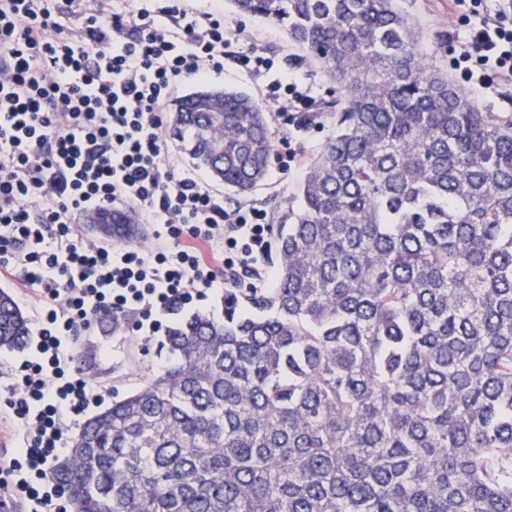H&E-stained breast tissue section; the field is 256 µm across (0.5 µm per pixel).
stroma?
<instances>
[{
	"instance_id": "1",
	"label": "stroma",
	"mask_w": 512,
	"mask_h": 512,
	"mask_svg": "<svg viewBox=\"0 0 512 512\" xmlns=\"http://www.w3.org/2000/svg\"><path fill=\"white\" fill-rule=\"evenodd\" d=\"M396 4L414 22L428 61L442 71H451L457 38L478 26L481 17L470 13L468 7L454 5L452 0H396ZM223 9L224 25L239 46L270 48L275 69L293 72L301 83L311 86L317 100L331 97L334 84L318 65L300 62V49L289 42L278 27L240 14L230 0H225ZM208 85L245 91L272 112L269 135L275 155L264 185L249 194L248 199L268 212L274 204L285 205L293 201L305 172L303 169L292 172L284 169L282 160L294 154L301 157L304 165L310 164L331 135L333 118L320 116L304 130L287 133L276 117L278 106L270 98L269 78L257 77L228 65L223 74L213 76ZM139 319V312L133 310L111 318L97 317L96 333L105 348L102 357H95L83 339L75 341L78 366L86 379L101 387L105 401H112L144 385L170 363L169 354L158 345V337L142 336L136 331L135 324Z\"/></svg>"
}]
</instances>
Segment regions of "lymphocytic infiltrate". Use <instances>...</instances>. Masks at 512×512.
<instances>
[{
    "label": "lymphocytic infiltrate",
    "instance_id": "1",
    "mask_svg": "<svg viewBox=\"0 0 512 512\" xmlns=\"http://www.w3.org/2000/svg\"><path fill=\"white\" fill-rule=\"evenodd\" d=\"M0 0V276L24 272L41 303L33 350L10 388L20 448L0 458L24 500L49 506L43 480L70 445L75 417L102 391L80 376L71 341L99 312L130 309L158 333L192 290L217 291L268 247L267 213L225 207L197 172L165 169L164 105L187 79L233 64L273 73L268 49L237 46L220 9L185 0ZM467 89L512 93V27L487 19L458 40ZM136 205L180 237L174 250L106 249L77 216Z\"/></svg>",
    "mask_w": 512,
    "mask_h": 512
}]
</instances>
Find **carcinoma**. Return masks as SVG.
<instances>
[{
	"mask_svg": "<svg viewBox=\"0 0 512 512\" xmlns=\"http://www.w3.org/2000/svg\"><path fill=\"white\" fill-rule=\"evenodd\" d=\"M230 2L321 64L334 132L277 210L275 287L170 327L173 362L50 479L72 512H512V123L426 61L394 0ZM268 118L202 87L166 133L244 194ZM88 223L136 236L118 209ZM30 332L0 289V349Z\"/></svg>",
	"mask_w": 512,
	"mask_h": 512,
	"instance_id": "1",
	"label": "carcinoma"
}]
</instances>
